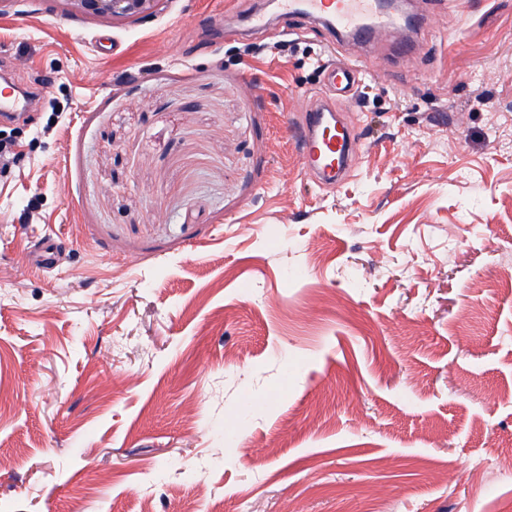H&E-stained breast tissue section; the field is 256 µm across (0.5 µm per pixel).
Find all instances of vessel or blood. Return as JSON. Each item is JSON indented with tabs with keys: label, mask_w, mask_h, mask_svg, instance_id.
<instances>
[{
	"label": "vessel or blood",
	"mask_w": 512,
	"mask_h": 512,
	"mask_svg": "<svg viewBox=\"0 0 512 512\" xmlns=\"http://www.w3.org/2000/svg\"><path fill=\"white\" fill-rule=\"evenodd\" d=\"M282 13H298L328 24L338 38L390 33L399 19L379 14L375 0H279ZM355 60L329 64L323 90L298 123L300 163L324 188L341 185L358 167L361 149L349 126L335 118V100L347 96L364 78Z\"/></svg>",
	"instance_id": "vessel-or-blood-1"
}]
</instances>
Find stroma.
Instances as JSON below:
<instances>
[{
    "mask_svg": "<svg viewBox=\"0 0 512 512\" xmlns=\"http://www.w3.org/2000/svg\"><path fill=\"white\" fill-rule=\"evenodd\" d=\"M263 8L0 16L35 93L0 114V512L512 500L484 478L512 455V0H415L412 50L339 47L367 79L336 103L364 157L335 189L287 120L330 34L246 30Z\"/></svg>",
    "mask_w": 512,
    "mask_h": 512,
    "instance_id": "35a3bbf8",
    "label": "stroma"
}]
</instances>
